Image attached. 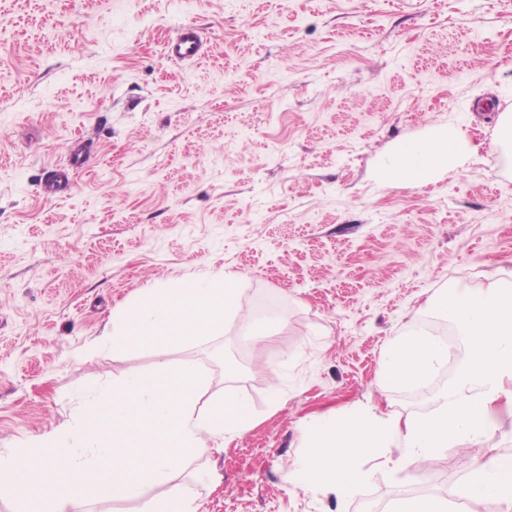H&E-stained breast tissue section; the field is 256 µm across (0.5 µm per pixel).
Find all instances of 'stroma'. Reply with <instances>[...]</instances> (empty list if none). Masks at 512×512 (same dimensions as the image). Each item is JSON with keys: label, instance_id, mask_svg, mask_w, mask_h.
I'll use <instances>...</instances> for the list:
<instances>
[{"label": "stroma", "instance_id": "35a3bbf8", "mask_svg": "<svg viewBox=\"0 0 512 512\" xmlns=\"http://www.w3.org/2000/svg\"><path fill=\"white\" fill-rule=\"evenodd\" d=\"M184 22L205 53L174 62ZM507 110L512 0H0V451L69 418L89 381L152 365L94 344L140 289L231 274L240 315L272 303L275 335L247 342L232 317L171 357L256 424L176 482L204 512H391L410 470L370 461L342 497L285 475L317 415L431 413L377 394L385 346L435 319L440 289L512 284ZM448 125L481 145L464 168L384 178L399 140ZM83 134L68 192L44 198ZM491 447L512 454V434L436 454L425 491L456 503Z\"/></svg>", "mask_w": 512, "mask_h": 512}]
</instances>
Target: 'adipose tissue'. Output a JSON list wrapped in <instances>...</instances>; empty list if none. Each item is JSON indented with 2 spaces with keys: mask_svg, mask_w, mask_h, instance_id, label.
Listing matches in <instances>:
<instances>
[{
  "mask_svg": "<svg viewBox=\"0 0 512 512\" xmlns=\"http://www.w3.org/2000/svg\"><path fill=\"white\" fill-rule=\"evenodd\" d=\"M479 145L458 127L447 126L424 139L400 141L386 163L397 182L426 183L463 167ZM467 338V357L441 398L440 412L423 418L383 416L367 403L339 417H321L309 425L306 452L288 474L307 491L349 495L369 479L364 462L383 459L400 467L430 458L462 439L480 440L512 418V286L493 283L477 292L441 291L431 301ZM445 348L425 335L396 337L387 348L378 393L415 383L442 366ZM463 495L468 502L494 498L512 512V455L489 449L470 464Z\"/></svg>",
  "mask_w": 512,
  "mask_h": 512,
  "instance_id": "ef3b65f1",
  "label": "adipose tissue"
}]
</instances>
